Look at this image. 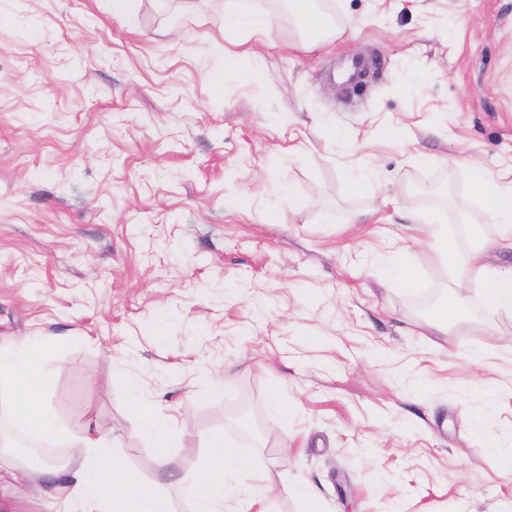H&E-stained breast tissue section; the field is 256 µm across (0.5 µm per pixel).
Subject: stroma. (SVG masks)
Masks as SVG:
<instances>
[{
	"instance_id": "obj_1",
	"label": "stroma",
	"mask_w": 512,
	"mask_h": 512,
	"mask_svg": "<svg viewBox=\"0 0 512 512\" xmlns=\"http://www.w3.org/2000/svg\"><path fill=\"white\" fill-rule=\"evenodd\" d=\"M224 3L0 0V346L62 337L49 411L166 490L221 434L272 512L305 481L325 512H512V307L419 231L512 270L472 190L512 183V0H329L346 34L321 52L256 0L276 22L235 72ZM450 293L465 312L433 335ZM133 383L183 420L169 468Z\"/></svg>"
}]
</instances>
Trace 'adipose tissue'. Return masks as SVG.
<instances>
[{"instance_id":"1","label":"adipose tissue","mask_w":512,"mask_h":512,"mask_svg":"<svg viewBox=\"0 0 512 512\" xmlns=\"http://www.w3.org/2000/svg\"><path fill=\"white\" fill-rule=\"evenodd\" d=\"M288 13L307 48H326L343 35L323 0H288ZM271 25V16L258 12L253 0H229L224 29L234 33L236 41L224 52L225 70H234L242 55L264 42ZM477 189L503 238L512 240V187L483 178ZM423 233L449 269L464 278L481 279L488 308L512 305V275L488 273L480 250L460 252L442 225H424ZM60 342V337L43 336L0 347V395L7 399L8 422L17 432L33 436L46 448L66 440L77 452L59 464L39 454L20 457L9 449L0 450V493L18 482L32 481L45 496L64 498L67 512H175L172 497L112 454L111 439L90 421L64 427L47 412L55 392L52 356ZM129 407L149 453L167 462L172 418L164 405L145 401L135 392ZM270 485L267 473L258 471L249 456L219 434L207 439L204 465L186 492L194 512H253L259 502L256 488Z\"/></svg>"}]
</instances>
